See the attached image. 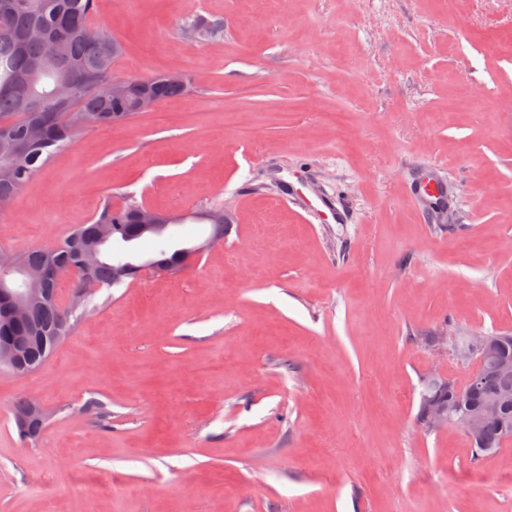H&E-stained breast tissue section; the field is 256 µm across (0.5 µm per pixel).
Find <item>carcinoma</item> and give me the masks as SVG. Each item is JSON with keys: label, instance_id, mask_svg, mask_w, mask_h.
I'll return each mask as SVG.
<instances>
[{"label": "carcinoma", "instance_id": "cac0c4a2", "mask_svg": "<svg viewBox=\"0 0 512 512\" xmlns=\"http://www.w3.org/2000/svg\"><path fill=\"white\" fill-rule=\"evenodd\" d=\"M12 10L0 9V197H17L36 171L83 128H112L140 111L139 100H167L189 90L186 76L169 80L144 77L129 83L121 94L112 92L113 63L122 52L119 41L91 19L96 0H11ZM145 205L128 200L120 206L108 201L91 223L79 226L83 239L70 232L63 245L33 250L22 257L31 267L57 264L81 268L87 248L97 238L104 246L122 243L131 248L145 238L137 214ZM196 221L211 226V233L224 229V211L203 212ZM186 248L163 247L150 262L176 265ZM112 259L106 257L88 271L96 285H112ZM74 313L40 298L27 312L25 332L34 337L27 359L43 365L60 342L41 341L39 336L56 327L66 337ZM493 357L512 359V332L495 336ZM512 395V374L492 366L484 370L478 385L468 391L454 381L423 380L419 419L427 422V409L447 405L475 413L486 401ZM512 437V409L504 408L502 422L487 424L470 438L475 458L497 451Z\"/></svg>", "mask_w": 512, "mask_h": 512}]
</instances>
